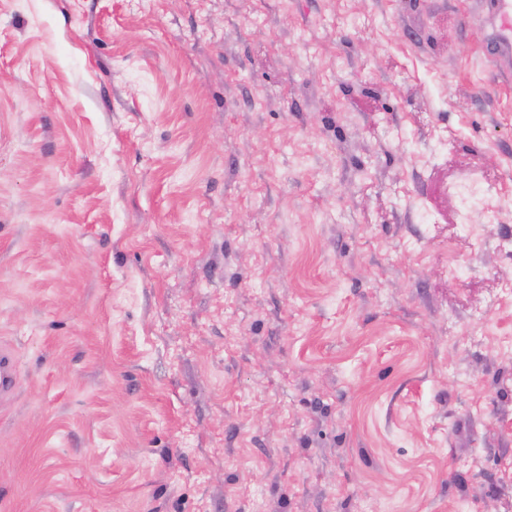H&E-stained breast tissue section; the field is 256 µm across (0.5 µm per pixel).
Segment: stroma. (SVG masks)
Masks as SVG:
<instances>
[{
  "mask_svg": "<svg viewBox=\"0 0 512 512\" xmlns=\"http://www.w3.org/2000/svg\"><path fill=\"white\" fill-rule=\"evenodd\" d=\"M483 15L0 0V512H512ZM17 388L15 362L11 350L0 349V399L7 400Z\"/></svg>",
  "mask_w": 512,
  "mask_h": 512,
  "instance_id": "obj_1",
  "label": "stroma"
}]
</instances>
